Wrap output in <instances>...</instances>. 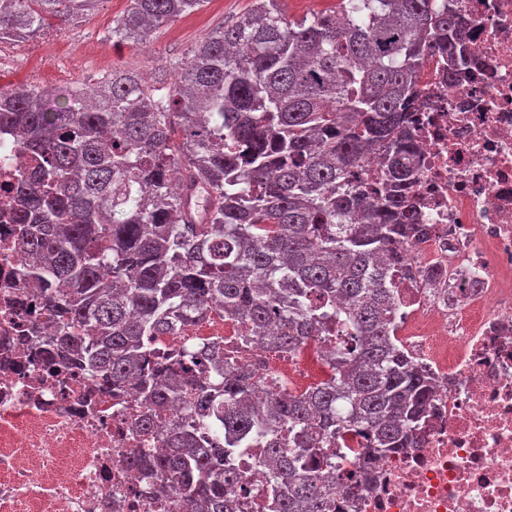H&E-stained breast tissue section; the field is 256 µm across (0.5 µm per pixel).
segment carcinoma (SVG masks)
Returning a JSON list of instances; mask_svg holds the SVG:
<instances>
[{
	"label": "carcinoma",
	"instance_id": "cac0c4a2",
	"mask_svg": "<svg viewBox=\"0 0 512 512\" xmlns=\"http://www.w3.org/2000/svg\"><path fill=\"white\" fill-rule=\"evenodd\" d=\"M99 2L0 0V40ZM205 2L131 0L112 38L143 44ZM465 44L452 0H338L296 21L278 0H254L172 64L165 95L116 70L95 97L73 90L53 110L34 85L0 88V128L35 161L17 186L27 275L68 325L95 332L46 339L47 364L61 357L135 388L147 432L155 409L184 400L193 424H173L164 448L134 459L181 512H235L225 488L251 441L269 440L273 512H328L329 488L308 470L332 464L324 444L338 430H368L378 453L413 447L435 386L388 313L405 245L430 233L405 193L409 108L425 58L445 57L451 78ZM371 150L385 178L366 209L358 168ZM216 306L290 353L340 327L334 377L285 397L224 366L221 343L156 356L151 339Z\"/></svg>",
	"mask_w": 512,
	"mask_h": 512
}]
</instances>
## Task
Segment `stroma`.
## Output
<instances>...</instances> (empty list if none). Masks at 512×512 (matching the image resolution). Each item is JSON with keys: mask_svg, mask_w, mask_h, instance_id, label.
<instances>
[{"mask_svg": "<svg viewBox=\"0 0 512 512\" xmlns=\"http://www.w3.org/2000/svg\"><path fill=\"white\" fill-rule=\"evenodd\" d=\"M252 3L206 0L202 8L164 24L147 44L139 45L115 43L110 34L130 0H100L95 11L79 21L0 43V53L6 57L0 66V86L30 83L55 92L90 90L120 68L168 88L174 82L172 61L186 57L204 37L232 24Z\"/></svg>", "mask_w": 512, "mask_h": 512, "instance_id": "stroma-1", "label": "stroma"}]
</instances>
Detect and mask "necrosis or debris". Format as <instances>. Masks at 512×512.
Segmentation results:
<instances>
[{"label": "necrosis or debris", "instance_id": "1", "mask_svg": "<svg viewBox=\"0 0 512 512\" xmlns=\"http://www.w3.org/2000/svg\"><path fill=\"white\" fill-rule=\"evenodd\" d=\"M469 19L467 58L454 77L424 61L408 131L415 178L406 192L431 232L409 244V272L395 290V337L437 384L415 447L375 452L367 436L337 434L333 467L312 469L333 489L330 512H512V0H459ZM34 167L0 132V512H179L173 495L134 466L163 445L143 433L134 388H103L81 369L55 372L27 334L57 336L62 322L39 303L17 244L16 185ZM440 271L432 285L423 275ZM237 319L212 309L158 336L165 355L208 342L280 393L315 386L323 343L285 354L246 342ZM260 448L242 449L228 492L238 512H268ZM357 472L352 496L337 481Z\"/></svg>", "mask_w": 512, "mask_h": 512}]
</instances>
